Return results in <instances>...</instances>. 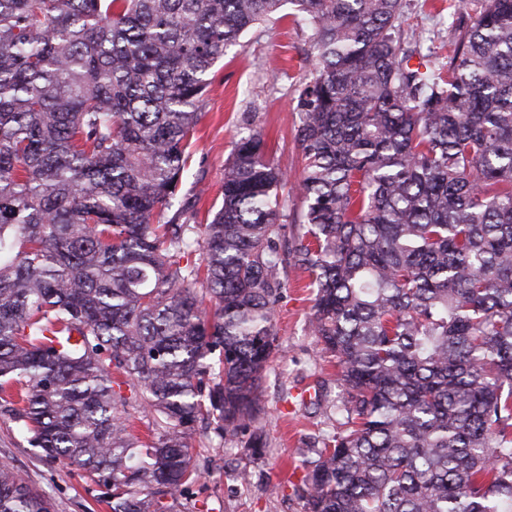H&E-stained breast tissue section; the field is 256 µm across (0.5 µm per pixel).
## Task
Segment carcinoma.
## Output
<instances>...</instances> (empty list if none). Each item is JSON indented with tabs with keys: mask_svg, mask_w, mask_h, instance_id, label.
Returning <instances> with one entry per match:
<instances>
[{
	"mask_svg": "<svg viewBox=\"0 0 512 512\" xmlns=\"http://www.w3.org/2000/svg\"><path fill=\"white\" fill-rule=\"evenodd\" d=\"M287 3L305 231L281 245L288 175L250 128L199 235L207 76ZM461 4L438 67L404 0H0V416L41 460L111 512H193L196 427L264 451L296 267L343 388L304 512H512V0ZM0 512L54 505L0 465Z\"/></svg>",
	"mask_w": 512,
	"mask_h": 512,
	"instance_id": "cac0c4a2",
	"label": "carcinoma"
}]
</instances>
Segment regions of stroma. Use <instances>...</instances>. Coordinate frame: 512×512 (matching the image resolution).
I'll use <instances>...</instances> for the list:
<instances>
[{"instance_id":"1","label":"stroma","mask_w":512,"mask_h":512,"mask_svg":"<svg viewBox=\"0 0 512 512\" xmlns=\"http://www.w3.org/2000/svg\"><path fill=\"white\" fill-rule=\"evenodd\" d=\"M450 0H405L407 35L424 37L447 61L453 47L448 32ZM312 29L283 8L271 21L258 24L227 47L208 75L202 119L189 141L188 176L183 195L200 194L201 212L221 204L224 168L243 128L262 133L266 153L291 179L302 172V155L295 140L300 121L299 90L310 76ZM310 279L289 269L288 282L275 314L280 345L263 380L266 417L260 426L268 440L266 455L251 461L228 440L202 455L205 475L197 489L196 512H303L293 486L315 459L317 438L335 418L334 400L341 389L336 369L319 352L308 329L312 295ZM328 393L313 404L317 380ZM236 458L247 481L225 469V458ZM0 464L11 467L36 490L49 496L56 512H102L100 488L87 473L46 466L17 426L0 417Z\"/></svg>"}]
</instances>
